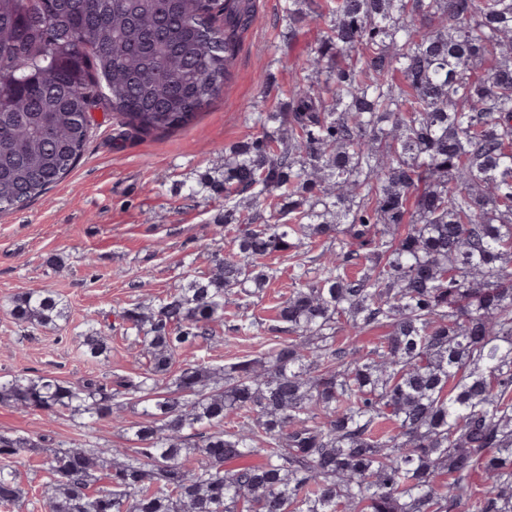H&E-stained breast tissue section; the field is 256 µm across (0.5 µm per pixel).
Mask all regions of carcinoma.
<instances>
[{
	"label": "carcinoma",
	"mask_w": 512,
	"mask_h": 512,
	"mask_svg": "<svg viewBox=\"0 0 512 512\" xmlns=\"http://www.w3.org/2000/svg\"><path fill=\"white\" fill-rule=\"evenodd\" d=\"M285 11L288 37L322 34L288 111L254 113L256 134L224 153L233 248L118 312L145 372L0 380V405L80 427L139 406L135 446L0 432V507L25 501V454L48 512H512V0ZM254 18V0H0V212L75 167L96 109L139 134L192 121ZM317 238L323 261L297 263L277 306L288 338L222 366L186 358L161 390L188 349L226 341L227 307L229 333L259 331L266 260ZM10 314L55 329L69 307L35 288ZM368 328L385 329L369 349ZM79 348L111 352L92 319Z\"/></svg>",
	"instance_id": "obj_1"
}]
</instances>
